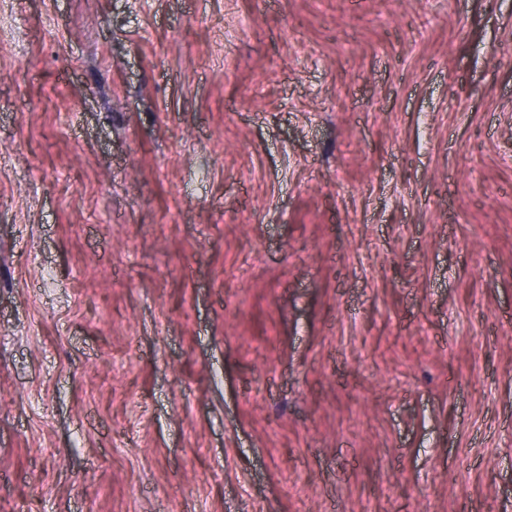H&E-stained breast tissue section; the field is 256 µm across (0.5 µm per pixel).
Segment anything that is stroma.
<instances>
[{"label": "stroma", "instance_id": "obj_1", "mask_svg": "<svg viewBox=\"0 0 512 512\" xmlns=\"http://www.w3.org/2000/svg\"><path fill=\"white\" fill-rule=\"evenodd\" d=\"M0 512H512V0H0Z\"/></svg>", "mask_w": 512, "mask_h": 512}]
</instances>
